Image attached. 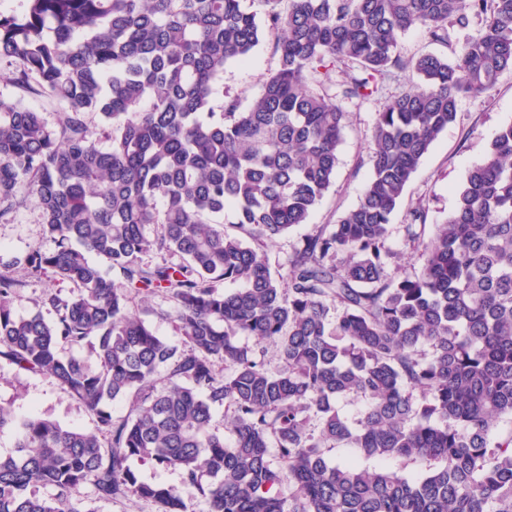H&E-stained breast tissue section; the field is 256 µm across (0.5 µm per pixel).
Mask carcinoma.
<instances>
[{
	"mask_svg": "<svg viewBox=\"0 0 512 512\" xmlns=\"http://www.w3.org/2000/svg\"><path fill=\"white\" fill-rule=\"evenodd\" d=\"M243 2L0 10L15 89L0 95V219L32 201L54 243L0 257V359L51 378L93 421L0 406V432L16 433L0 455V512L129 497L156 512H194L199 498L208 512H512V436L495 437L512 418V124L432 236L425 211H410L419 267L387 273L402 257L393 212L460 97L512 70V0H258L261 14ZM472 19L479 34L453 57L401 58L410 30L444 42ZM270 32L277 68L261 92L245 108L224 99V67ZM405 64L416 82L376 114L359 202L271 271L260 246L307 223L336 179L346 112L325 85L340 71L341 97L365 99ZM28 95L57 106L55 126ZM225 212L246 237L214 222ZM42 276L71 294L48 290L44 311L16 313L25 279ZM155 292L179 346L134 310ZM240 336L274 346L279 371ZM346 400L358 418L339 410ZM336 448L356 460L337 462ZM135 460L179 471L180 485L142 481ZM415 463L426 467L406 471Z\"/></svg>",
	"mask_w": 512,
	"mask_h": 512,
	"instance_id": "carcinoma-1",
	"label": "carcinoma"
}]
</instances>
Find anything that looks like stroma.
I'll list each match as a JSON object with an SVG mask.
<instances>
[{
  "instance_id": "stroma-1",
  "label": "stroma",
  "mask_w": 512,
  "mask_h": 512,
  "mask_svg": "<svg viewBox=\"0 0 512 512\" xmlns=\"http://www.w3.org/2000/svg\"><path fill=\"white\" fill-rule=\"evenodd\" d=\"M477 23L468 28H454L445 42H434L424 30L415 29L401 37L399 49L403 59L427 53L452 57L453 50L465 37L477 35ZM274 35H267L251 53L247 64H231L222 76L224 95L248 105L259 93L264 80L277 67L273 54ZM413 78L411 70L391 69L379 94L365 100H345L347 124L340 145V165L336 181L312 212L308 223L295 226L288 235L265 248L271 269H279L302 238L321 224L335 223L345 210L355 206L370 172L372 127L377 112L382 111L392 96ZM512 123V71L503 72L495 89L487 95L467 96L460 100L458 115L442 133L411 178L404 199L392 221L390 244L395 250L404 248L403 226L410 209L423 205L427 211L426 234L444 223L453 211L456 191L468 172L481 163L498 132ZM52 249L53 243L43 232L39 212L34 204H26L0 220V257L26 251L32 247ZM24 415L38 410L65 426L92 428V418L51 379L16 370L0 360V405Z\"/></svg>"
}]
</instances>
